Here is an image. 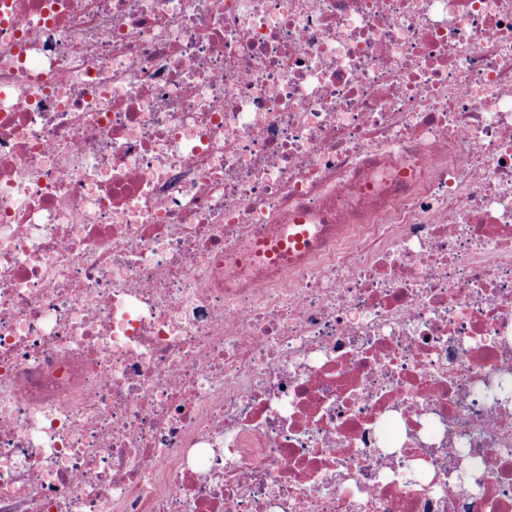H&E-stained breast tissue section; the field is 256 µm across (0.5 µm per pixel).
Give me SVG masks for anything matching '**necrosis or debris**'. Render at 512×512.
<instances>
[{
  "label": "necrosis or debris",
  "mask_w": 512,
  "mask_h": 512,
  "mask_svg": "<svg viewBox=\"0 0 512 512\" xmlns=\"http://www.w3.org/2000/svg\"><path fill=\"white\" fill-rule=\"evenodd\" d=\"M512 0H0V512H512Z\"/></svg>",
  "instance_id": "1"
}]
</instances>
